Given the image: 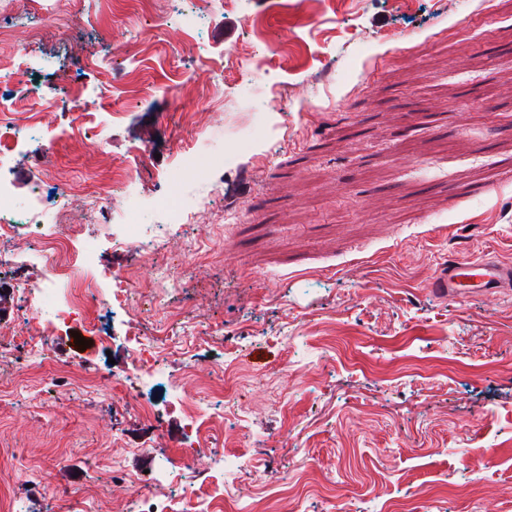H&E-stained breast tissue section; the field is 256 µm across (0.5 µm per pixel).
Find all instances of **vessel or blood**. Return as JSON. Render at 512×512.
<instances>
[{
  "label": "vessel or blood",
  "instance_id": "obj_1",
  "mask_svg": "<svg viewBox=\"0 0 512 512\" xmlns=\"http://www.w3.org/2000/svg\"><path fill=\"white\" fill-rule=\"evenodd\" d=\"M509 285H512V267L486 258L449 260L430 283L436 293L452 298L492 292Z\"/></svg>",
  "mask_w": 512,
  "mask_h": 512
}]
</instances>
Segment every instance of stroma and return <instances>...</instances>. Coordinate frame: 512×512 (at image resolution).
I'll list each match as a JSON object with an SVG mask.
<instances>
[{"instance_id": "obj_1", "label": "stroma", "mask_w": 512, "mask_h": 512, "mask_svg": "<svg viewBox=\"0 0 512 512\" xmlns=\"http://www.w3.org/2000/svg\"><path fill=\"white\" fill-rule=\"evenodd\" d=\"M0 0L15 66L0 71V110L42 115L55 144L22 162L43 190L81 183L63 220L101 288L134 270L126 311L106 314L114 345L90 342L59 362L99 376L91 386L22 376L28 358L9 320L24 298H0V467L25 468L9 493L18 512H58L44 495L80 484L120 495L113 458L134 471L153 440L167 458L184 435L166 414L171 381L197 366L221 413L212 454L176 469L161 499L230 470L227 512L253 470L296 512H512V287L456 299L429 288L448 258L512 266V0H340L293 22L279 0ZM261 17L252 26L253 17ZM190 82L178 109L163 99ZM47 97L21 101L28 88ZM79 92L94 138L73 133L54 101ZM193 146L185 176L174 144ZM156 159L141 162L136 146ZM117 207L87 220L98 175ZM143 224L153 258L115 246ZM168 268L171 309L153 303L154 263ZM158 346L154 414L137 417L110 369L126 365L125 320ZM125 448L112 445L114 437ZM477 490L460 497L462 485Z\"/></svg>"}]
</instances>
